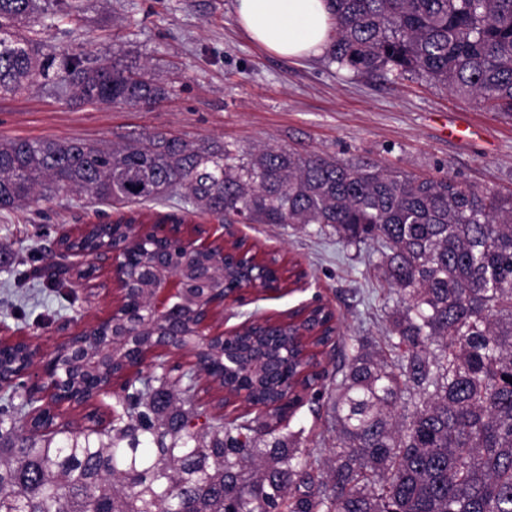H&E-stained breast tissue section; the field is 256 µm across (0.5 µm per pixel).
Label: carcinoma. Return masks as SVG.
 <instances>
[{
	"label": "carcinoma",
	"mask_w": 512,
	"mask_h": 512,
	"mask_svg": "<svg viewBox=\"0 0 512 512\" xmlns=\"http://www.w3.org/2000/svg\"><path fill=\"white\" fill-rule=\"evenodd\" d=\"M328 60L356 75L419 78L489 112L512 116V0H329ZM74 16L81 0H0V97L49 87L89 103L137 107L166 86L81 44L47 50L27 34L39 14ZM85 193L128 207L177 202L228 224L318 225L346 247L374 245L379 278L397 295L388 358L354 337L331 347L333 372L288 383L303 363L298 334L328 321L315 309L290 326L266 322L228 347L268 367L228 378L266 408L262 419L200 403L191 364L155 356L120 387L104 428L52 431L21 383L0 397V512H512V196L456 177L419 178L375 164L266 144L149 135L111 146L0 139V209ZM88 224L62 242L88 256L121 240ZM91 337L125 331L118 317ZM23 342L0 344L16 374ZM126 357L74 373L76 403L121 376ZM324 401L334 458L280 434L307 394Z\"/></svg>",
	"instance_id": "carcinoma-1"
}]
</instances>
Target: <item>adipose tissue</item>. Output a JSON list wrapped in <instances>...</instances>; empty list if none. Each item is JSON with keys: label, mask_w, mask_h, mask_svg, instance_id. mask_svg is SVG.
Wrapping results in <instances>:
<instances>
[{"label": "adipose tissue", "mask_w": 512, "mask_h": 512, "mask_svg": "<svg viewBox=\"0 0 512 512\" xmlns=\"http://www.w3.org/2000/svg\"><path fill=\"white\" fill-rule=\"evenodd\" d=\"M236 18L253 42L280 56L317 55L330 43L327 0H236Z\"/></svg>", "instance_id": "ef3b65f1"}]
</instances>
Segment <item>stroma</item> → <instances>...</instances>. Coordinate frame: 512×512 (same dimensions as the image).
Returning a JSON list of instances; mask_svg holds the SVG:
<instances>
[{
    "mask_svg": "<svg viewBox=\"0 0 512 512\" xmlns=\"http://www.w3.org/2000/svg\"><path fill=\"white\" fill-rule=\"evenodd\" d=\"M39 36L57 49L84 42L102 59L159 63L169 95L138 107L70 100L46 88L0 98V138L109 145L173 133L246 151L266 142L413 175L450 174L512 194V117L421 79L395 83L337 69L323 55L272 54L238 27L236 0H83L79 16L48 20ZM452 126L464 128V137H449ZM169 214L188 224L215 221L174 204L116 209L80 195L0 210V249L13 266L0 269V336H31L47 353L62 336L110 312L115 284L105 267L62 290L18 286L23 274L46 267L60 231L122 217L152 224ZM234 230L259 252L281 254L304 273L301 281L287 280L282 293L248 304V311L279 316L318 295L335 311L342 334L384 347L385 311L397 298L384 296L366 275L379 260L372 247H347L288 225L238 224ZM329 423V413L303 406L285 428L300 432L304 447L331 448L336 434Z\"/></svg>",
    "mask_w": 512,
    "mask_h": 512,
    "instance_id": "1",
    "label": "stroma"
}]
</instances>
